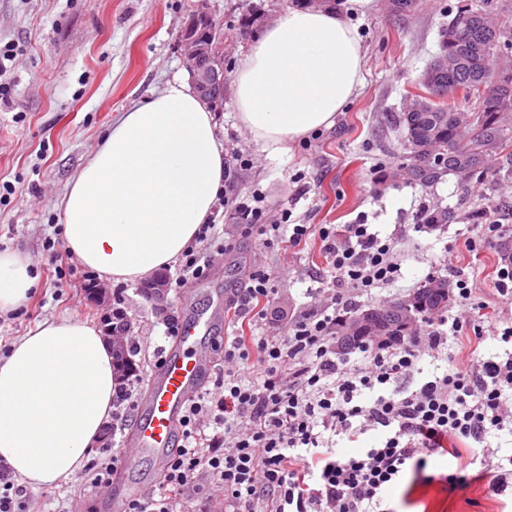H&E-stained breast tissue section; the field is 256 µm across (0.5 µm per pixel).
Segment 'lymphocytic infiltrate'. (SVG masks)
I'll list each match as a JSON object with an SVG mask.
<instances>
[{
    "mask_svg": "<svg viewBox=\"0 0 512 512\" xmlns=\"http://www.w3.org/2000/svg\"><path fill=\"white\" fill-rule=\"evenodd\" d=\"M245 233L263 245L291 247L318 238L330 270L321 281L331 308L301 315L283 337L228 336L224 369L211 388L193 399L182 419V437L149 497L131 500L126 512H195L202 480L224 496L231 512H375L402 473L445 491H464L479 474L457 464L450 440L483 443L494 431L512 428V353L506 359L472 351L452 360L446 373L412 392L398 383L424 357L439 358L449 339L472 332L477 341L512 342V324H473L463 314L475 296L457 281L455 316L422 318L415 333L389 343L367 339L356 362L336 356V324L348 313L344 288L367 293L394 281L400 271L392 241L369 225L264 223L262 208L240 204ZM278 272L258 269L233 301L249 325L262 321L264 301L275 294ZM379 446L347 453L334 439L356 442L367 431ZM445 471L428 470L430 459Z\"/></svg>",
    "mask_w": 512,
    "mask_h": 512,
    "instance_id": "f902f5d3",
    "label": "lymphocytic infiltrate"
}]
</instances>
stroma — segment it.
Here are the masks:
<instances>
[{
  "label": "stroma",
  "mask_w": 512,
  "mask_h": 512,
  "mask_svg": "<svg viewBox=\"0 0 512 512\" xmlns=\"http://www.w3.org/2000/svg\"><path fill=\"white\" fill-rule=\"evenodd\" d=\"M300 0H209L213 19L232 26L226 44L224 79L232 81L240 54L264 27ZM461 0H409L395 11L392 0H372L353 13L365 53V84L336 116L333 127L272 154L251 141L235 119L232 90L215 114L224 128L225 162L231 183L213 210V236L232 234L233 249L217 254L209 241L193 248L211 260L208 276L170 287L165 311L185 319L232 300L257 267L283 271L280 289L267 306L262 336L285 335L287 325L319 307L313 290L327 268L317 241L297 251L282 244L258 246L238 235L239 202L259 197L270 224H373L392 239L401 276L393 283L356 294L353 305L367 308L412 293L432 274L456 284L466 280L476 307L468 316L484 318L494 308L512 321V301L494 295L502 263L494 242L470 252L464 242L475 233L469 215L483 207L512 235V185L488 190L475 185L461 193L454 175L432 186L407 181L397 170L405 157L395 125L409 92L439 49L440 34ZM196 0H0V41L21 50L5 74L13 95L0 107V183L16 191L0 201V250L27 256L40 286L15 313L0 315V355L15 339L47 319L77 316L102 325L105 311L89 296L90 269L64 249L60 201L70 181L100 144V133L119 113L185 76L180 31ZM451 208L448 224H426L425 208ZM110 301L121 308L138 338L132 356L140 376L134 403H142L156 369L159 349L171 348L160 313L138 284H110ZM104 489H91L85 472L67 485L29 491L30 512H102ZM388 512H512V491L494 493L487 481L466 491L446 493L439 486H413L411 477L394 485L383 503Z\"/></svg>",
  "instance_id": "1"
}]
</instances>
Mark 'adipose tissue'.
<instances>
[{
  "label": "adipose tissue",
  "instance_id": "1",
  "mask_svg": "<svg viewBox=\"0 0 512 512\" xmlns=\"http://www.w3.org/2000/svg\"><path fill=\"white\" fill-rule=\"evenodd\" d=\"M356 27L320 4L292 7L241 55L233 77L240 127L263 148L334 125L364 84ZM224 135L183 78L122 113L63 196V245L115 283L173 264L196 239L224 191ZM38 284L30 260L0 251V314ZM112 350L79 317L43 321L0 357V463L33 490L68 483L112 415Z\"/></svg>",
  "mask_w": 512,
  "mask_h": 512
}]
</instances>
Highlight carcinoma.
<instances>
[{"label":"carcinoma","mask_w":512,"mask_h":512,"mask_svg":"<svg viewBox=\"0 0 512 512\" xmlns=\"http://www.w3.org/2000/svg\"><path fill=\"white\" fill-rule=\"evenodd\" d=\"M469 4L457 6L454 16L448 20L458 29V39L452 45L442 49L450 54L467 56L466 66L452 76L453 81L471 94V87L483 82L491 83L497 74L495 59L502 53L512 50V26H506L497 37L491 39L468 27L464 23ZM436 100L432 109L419 112L414 118H407L402 112L396 123L402 132V138L418 136L446 152L451 151L458 166L465 168V173L457 178L458 184L466 188L473 182L498 183L512 181V121H505L500 112V99L494 96H476L475 121L471 125V135L459 132L454 118L457 103L433 92ZM407 173L412 182L427 186L433 183L429 175L431 163L406 156ZM444 278H431L414 292L413 315L439 314L448 309V300L438 291V286L446 285ZM408 319L392 315L383 326L379 335L382 340L397 341L407 335Z\"/></svg>","instance_id":"1"}]
</instances>
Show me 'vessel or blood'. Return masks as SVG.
Segmentation results:
<instances>
[{"mask_svg":"<svg viewBox=\"0 0 512 512\" xmlns=\"http://www.w3.org/2000/svg\"><path fill=\"white\" fill-rule=\"evenodd\" d=\"M222 310L218 303L208 317L190 319L164 355L140 407L127 468L143 458L165 462L168 449L179 440V422L211 376L207 343Z\"/></svg>","mask_w":512,"mask_h":512,"instance_id":"obj_1","label":"vessel or blood"}]
</instances>
